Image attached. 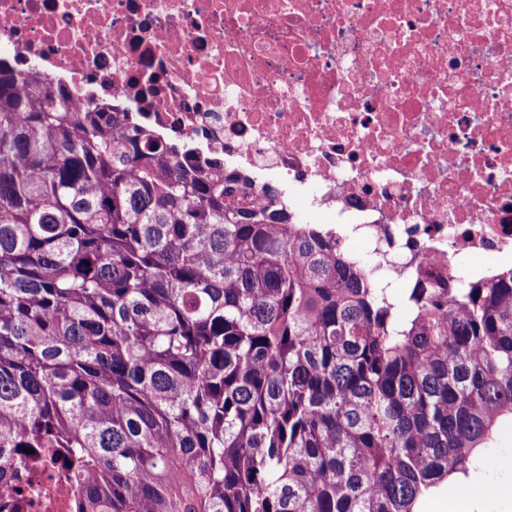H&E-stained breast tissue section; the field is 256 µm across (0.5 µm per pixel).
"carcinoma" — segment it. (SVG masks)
<instances>
[{
	"label": "carcinoma",
	"instance_id": "1",
	"mask_svg": "<svg viewBox=\"0 0 512 512\" xmlns=\"http://www.w3.org/2000/svg\"><path fill=\"white\" fill-rule=\"evenodd\" d=\"M0 57V483L73 512H418L512 424V267L397 294L319 224ZM68 477L67 465L60 460L44 458L26 465L17 483L26 502L19 500L18 508L6 512H71L73 489Z\"/></svg>",
	"mask_w": 512,
	"mask_h": 512
}]
</instances>
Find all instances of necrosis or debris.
Masks as SVG:
<instances>
[{
    "mask_svg": "<svg viewBox=\"0 0 512 512\" xmlns=\"http://www.w3.org/2000/svg\"><path fill=\"white\" fill-rule=\"evenodd\" d=\"M0 53L120 102L384 277L512 266V0H0ZM15 512H71L26 465Z\"/></svg>",
    "mask_w": 512,
    "mask_h": 512,
    "instance_id": "1",
    "label": "necrosis or debris"
}]
</instances>
